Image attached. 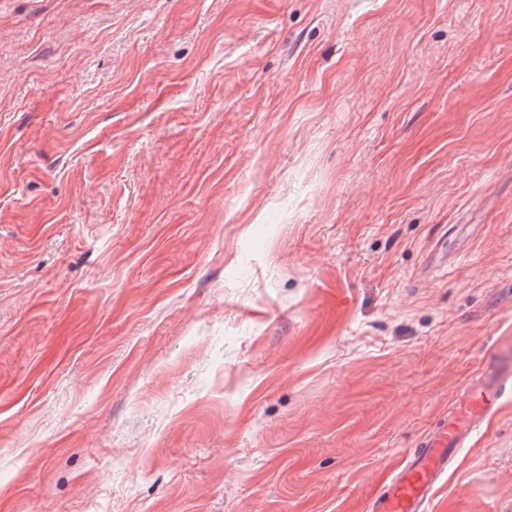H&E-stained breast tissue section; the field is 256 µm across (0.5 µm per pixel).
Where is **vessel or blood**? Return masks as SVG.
I'll list each match as a JSON object with an SVG mask.
<instances>
[{
  "instance_id": "1",
  "label": "vessel or blood",
  "mask_w": 512,
  "mask_h": 512,
  "mask_svg": "<svg viewBox=\"0 0 512 512\" xmlns=\"http://www.w3.org/2000/svg\"><path fill=\"white\" fill-rule=\"evenodd\" d=\"M512 395V341L487 351L475 384L465 386L448 416L430 429L407 455L371 503V512H427L456 452L469 447L481 425Z\"/></svg>"
}]
</instances>
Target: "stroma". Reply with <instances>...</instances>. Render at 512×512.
Returning a JSON list of instances; mask_svg holds the SVG:
<instances>
[{
  "label": "stroma",
  "instance_id": "35a3bbf8",
  "mask_svg": "<svg viewBox=\"0 0 512 512\" xmlns=\"http://www.w3.org/2000/svg\"><path fill=\"white\" fill-rule=\"evenodd\" d=\"M501 336L512 0H0V512H368Z\"/></svg>",
  "mask_w": 512,
  "mask_h": 512
}]
</instances>
